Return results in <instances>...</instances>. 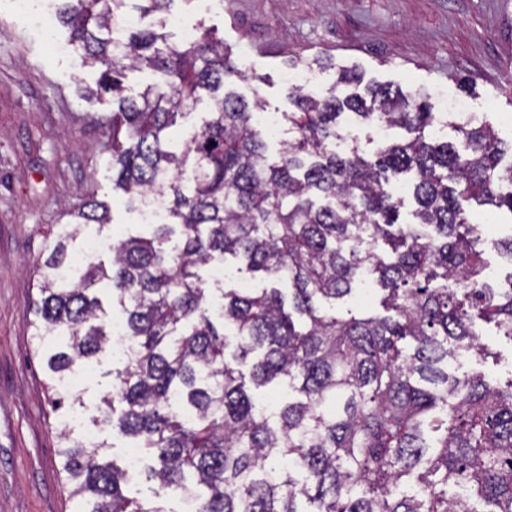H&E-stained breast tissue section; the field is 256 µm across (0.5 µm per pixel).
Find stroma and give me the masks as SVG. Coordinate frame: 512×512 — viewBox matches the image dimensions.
Segmentation results:
<instances>
[{"mask_svg":"<svg viewBox=\"0 0 512 512\" xmlns=\"http://www.w3.org/2000/svg\"><path fill=\"white\" fill-rule=\"evenodd\" d=\"M170 42L182 28L215 29L256 81L230 77L245 100L261 96L275 115L291 111L286 81L290 55L320 54L356 65L366 80L428 93L432 111L444 101L489 121L512 141V0H174ZM67 32L35 27L14 0H0V512H76L60 470V419L33 339L37 266L47 256L64 205L93 184L111 208L110 233L149 234L138 211L112 194V172L99 154L97 115L111 102L84 100L77 87H95L99 67H79L52 43ZM490 280L512 276L496 242L512 235V216L481 213ZM490 358L467 357L466 373L512 378V339L480 330ZM111 360L86 368L75 390L87 432L100 394L110 387Z\"/></svg>","mask_w":512,"mask_h":512,"instance_id":"obj_1","label":"stroma"}]
</instances>
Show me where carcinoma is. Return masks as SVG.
I'll use <instances>...</instances> for the list:
<instances>
[{"label": "carcinoma", "instance_id": "1", "mask_svg": "<svg viewBox=\"0 0 512 512\" xmlns=\"http://www.w3.org/2000/svg\"><path fill=\"white\" fill-rule=\"evenodd\" d=\"M82 67L101 68L96 94L112 95L100 118L112 189L130 206L165 198L152 236L114 239L109 206L87 192L55 225L39 267L34 340L54 411L75 410L69 380L112 352L107 286L121 315L125 358L112 369L91 424L133 440L154 461L149 503L127 492V469L58 424L61 472L79 512H168L185 493L194 512H512V377L448 372V358L489 353L478 323L512 339V288L486 277L476 208L512 213V164L493 127L451 126L432 138L435 115L418 94L330 59L293 65L338 68L325 97L298 87L285 114L289 138L268 155L259 122L266 103L225 90L248 75L210 30L172 44L154 29L122 26L133 8L162 12L173 0H57ZM164 76L125 94L126 72ZM212 100L182 154L168 130ZM406 132L372 156L352 141L337 150L341 117ZM403 177V195L385 188ZM415 208L401 219L405 197ZM87 236L108 242L67 275ZM233 259L270 288L211 287L201 271ZM378 286L386 315L325 311L362 278ZM288 386L268 412L256 391Z\"/></svg>", "mask_w": 512, "mask_h": 512}]
</instances>
